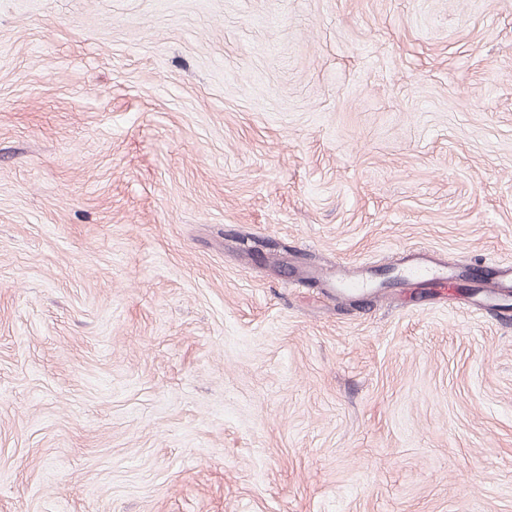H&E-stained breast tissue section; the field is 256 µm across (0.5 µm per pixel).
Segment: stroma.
<instances>
[{"mask_svg":"<svg viewBox=\"0 0 512 512\" xmlns=\"http://www.w3.org/2000/svg\"><path fill=\"white\" fill-rule=\"evenodd\" d=\"M414 251L512 264V0H0V512H512ZM332 288L336 289V293L340 296H351L361 294L366 289L373 288L369 282L356 278L346 272H339L332 281Z\"/></svg>","mask_w":512,"mask_h":512,"instance_id":"stroma-1","label":"stroma"}]
</instances>
